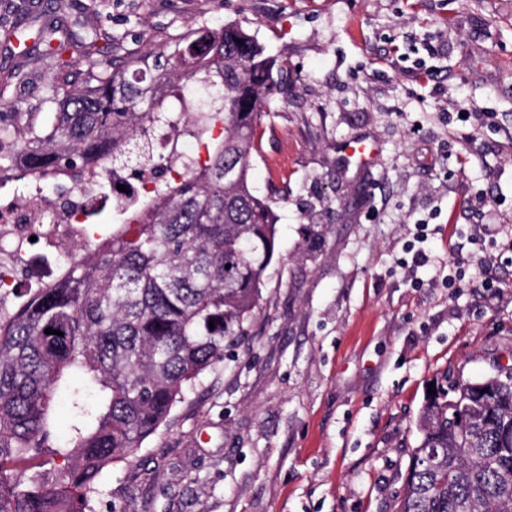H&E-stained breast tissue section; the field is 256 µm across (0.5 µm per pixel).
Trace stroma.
I'll use <instances>...</instances> for the list:
<instances>
[{"instance_id":"1","label":"stroma","mask_w":512,"mask_h":512,"mask_svg":"<svg viewBox=\"0 0 512 512\" xmlns=\"http://www.w3.org/2000/svg\"><path fill=\"white\" fill-rule=\"evenodd\" d=\"M61 2V38L108 35L62 55L78 80L227 22L284 66L252 158L277 222L249 335L97 512H393L430 382L512 369V0ZM49 70L0 37V112L54 111ZM355 137L373 164L340 152Z\"/></svg>"}]
</instances>
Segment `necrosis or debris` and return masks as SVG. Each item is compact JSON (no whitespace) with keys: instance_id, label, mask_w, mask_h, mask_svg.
<instances>
[{"instance_id":"obj_1","label":"necrosis or debris","mask_w":512,"mask_h":512,"mask_svg":"<svg viewBox=\"0 0 512 512\" xmlns=\"http://www.w3.org/2000/svg\"><path fill=\"white\" fill-rule=\"evenodd\" d=\"M141 178L122 170L103 169L89 180L72 186L67 204H54L37 182L29 195L10 194L8 181H0V260L27 272L30 280L50 283L66 268L78 246L88 244L87 212L108 199L112 215L123 213L130 187Z\"/></svg>"}]
</instances>
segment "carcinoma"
Instances as JSON below:
<instances>
[{
  "instance_id": "carcinoma-1",
  "label": "carcinoma",
  "mask_w": 512,
  "mask_h": 512,
  "mask_svg": "<svg viewBox=\"0 0 512 512\" xmlns=\"http://www.w3.org/2000/svg\"><path fill=\"white\" fill-rule=\"evenodd\" d=\"M56 9L38 30L48 57L82 46L56 37ZM274 68L242 26L202 25L120 68L100 60L78 85L53 72V112L0 113L1 176L73 183L108 163L152 175L125 222L90 233L63 279L15 289L0 311V512H94L105 472L248 335L275 251L272 202L250 183ZM156 131L169 153L154 152ZM184 137L194 161L176 181L166 174ZM433 388L396 512H512V371L444 375ZM32 459L48 474L25 476L18 464Z\"/></svg>"
}]
</instances>
